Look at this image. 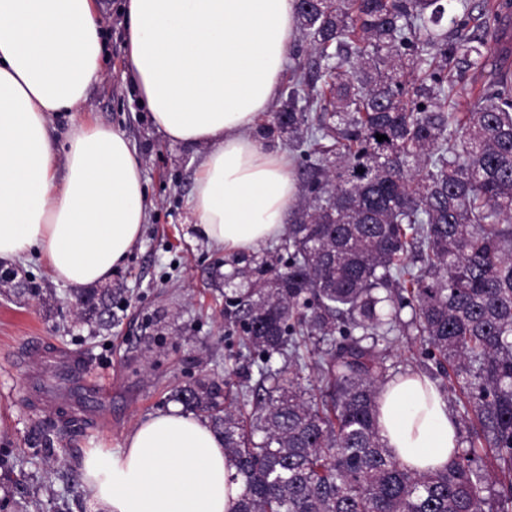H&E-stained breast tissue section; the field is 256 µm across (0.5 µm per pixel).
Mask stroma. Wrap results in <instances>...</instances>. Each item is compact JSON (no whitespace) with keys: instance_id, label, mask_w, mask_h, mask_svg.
Wrapping results in <instances>:
<instances>
[{"instance_id":"1","label":"stroma","mask_w":512,"mask_h":512,"mask_svg":"<svg viewBox=\"0 0 512 512\" xmlns=\"http://www.w3.org/2000/svg\"><path fill=\"white\" fill-rule=\"evenodd\" d=\"M100 2L105 76L90 87L87 114L128 137L143 166L148 219L112 272L108 286L121 294L107 331L79 315L75 289L55 282L37 254L0 263L14 275L0 283V501H27V512H88L85 451L118 449L136 422L170 408L175 385L227 369L237 384L258 379L228 334L215 284L225 254L200 237L187 204L196 152L152 125L128 75L123 0ZM58 349L84 359L101 389L99 412H86L81 390L54 368Z\"/></svg>"}]
</instances>
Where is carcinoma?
<instances>
[{"mask_svg":"<svg viewBox=\"0 0 512 512\" xmlns=\"http://www.w3.org/2000/svg\"><path fill=\"white\" fill-rule=\"evenodd\" d=\"M451 2L297 0L294 69L304 51L311 65L260 134L288 142L302 200L279 245L224 275L259 379L235 390L228 371L172 394L224 441L243 485L232 512H512V71L453 109L512 0L450 18ZM79 304L112 325V290ZM409 329L463 396L466 445L422 474L376 423L378 346Z\"/></svg>","mask_w":512,"mask_h":512,"instance_id":"cac0c4a2","label":"carcinoma"}]
</instances>
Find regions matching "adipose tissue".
Here are the masks:
<instances>
[{
    "mask_svg": "<svg viewBox=\"0 0 512 512\" xmlns=\"http://www.w3.org/2000/svg\"><path fill=\"white\" fill-rule=\"evenodd\" d=\"M126 55L139 99L170 143L198 148L190 208L212 245L245 252L278 237L297 196L287 155L251 135L278 96L297 34L296 0H125ZM95 0H0V261L37 252L54 280L102 283L147 217L141 163L123 132L74 121L102 77ZM378 428L417 473L459 446L448 400L428 376L389 381ZM210 423L172 408L139 422L121 449L81 464L91 512H231L242 492Z\"/></svg>",
    "mask_w": 512,
    "mask_h": 512,
    "instance_id": "1",
    "label": "adipose tissue"
}]
</instances>
